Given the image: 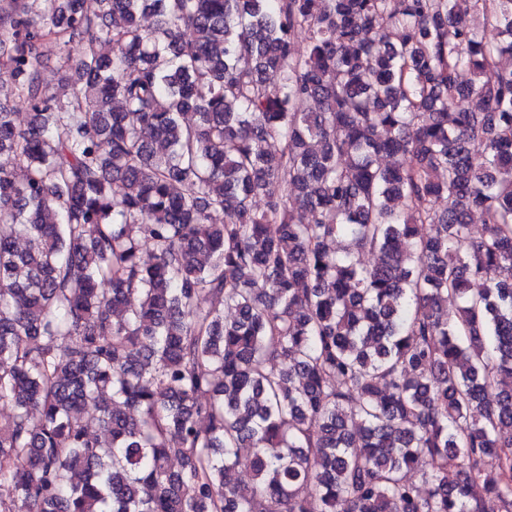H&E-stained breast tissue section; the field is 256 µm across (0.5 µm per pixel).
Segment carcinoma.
Instances as JSON below:
<instances>
[{
	"mask_svg": "<svg viewBox=\"0 0 512 512\" xmlns=\"http://www.w3.org/2000/svg\"><path fill=\"white\" fill-rule=\"evenodd\" d=\"M506 56L512 0H0V496L512 512Z\"/></svg>",
	"mask_w": 512,
	"mask_h": 512,
	"instance_id": "carcinoma-1",
	"label": "carcinoma"
}]
</instances>
